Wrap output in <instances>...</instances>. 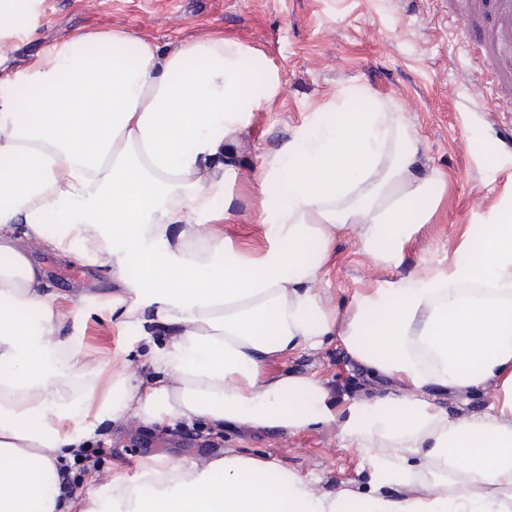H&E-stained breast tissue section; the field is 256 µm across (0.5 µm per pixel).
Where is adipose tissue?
I'll return each instance as SVG.
<instances>
[{
  "mask_svg": "<svg viewBox=\"0 0 512 512\" xmlns=\"http://www.w3.org/2000/svg\"><path fill=\"white\" fill-rule=\"evenodd\" d=\"M40 5L0 0V40L24 35ZM252 59L234 41L162 52L112 30L0 78V512H345V496L233 451L153 455L113 474L111 508L75 502L62 477L95 439L90 426L60 429L77 405L100 422L161 428L335 422L366 454V512H512V206L447 269L359 296L336 331L313 287L336 235L358 229L366 248L399 260L436 199L413 175L412 128L376 101L261 167L271 244L251 257L226 248L205 229L230 213L216 205L217 158L281 88L274 70L256 78ZM26 239L110 273L113 313L168 334L148 379L82 362L63 335L72 312ZM333 334L406 392L337 409L314 377L266 380L268 357ZM486 381L495 400L467 418L433 396Z\"/></svg>",
  "mask_w": 512,
  "mask_h": 512,
  "instance_id": "adipose-tissue-1",
  "label": "adipose tissue"
}]
</instances>
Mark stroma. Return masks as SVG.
Returning a JSON list of instances; mask_svg holds the SVG:
<instances>
[{
    "label": "stroma",
    "mask_w": 512,
    "mask_h": 512,
    "mask_svg": "<svg viewBox=\"0 0 512 512\" xmlns=\"http://www.w3.org/2000/svg\"><path fill=\"white\" fill-rule=\"evenodd\" d=\"M456 0H42L28 37L0 45V74L23 69L39 53L73 36L127 30L168 50L206 38L241 42L261 67L277 70L279 94L251 113L244 129L224 150L225 190L234 212L214 229L226 246L252 256L267 249L270 234L261 222L259 169L279 150L322 120L321 110L344 89L368 90L396 103L417 133L414 174L438 185L436 203L423 224L406 239L401 257L381 259L357 231L336 236L315 283L326 307L347 316L352 302L388 282H411L426 266L444 267L464 239L512 202V96L502 95L500 111L475 108V90L486 86L489 65L473 47L458 41ZM32 256L45 271L52 292L82 293L68 335L77 338L90 363H128L138 376L152 373L150 352L162 346L161 332L140 335L121 324L104 303L115 283L89 268L84 286L62 272L68 260L45 245ZM267 379L311 376L336 407L384 397L402 385L357 364L339 339L311 351L273 354ZM497 387L487 382L466 391H439L438 404L457 417L482 412ZM111 454L97 460L77 491L79 498L102 495L114 473H133L146 457L214 459L234 450L273 462L317 489L349 493L348 512H361L366 492L365 457L338 438L337 425L274 431L225 425L221 447L201 448L176 435L120 421L106 429Z\"/></svg>",
    "instance_id": "35a3bbf8"
}]
</instances>
